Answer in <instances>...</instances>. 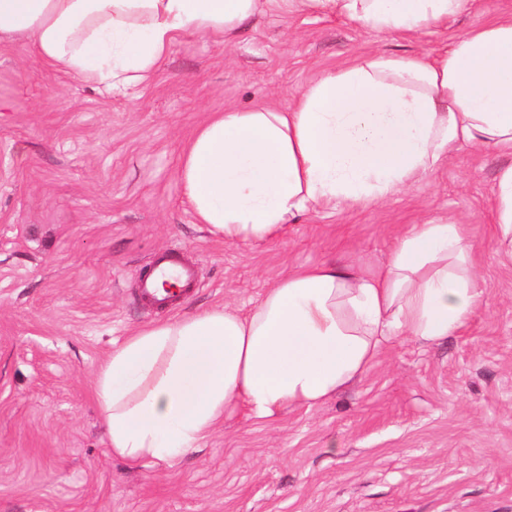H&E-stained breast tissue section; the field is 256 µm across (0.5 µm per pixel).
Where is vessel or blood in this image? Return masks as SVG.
I'll return each instance as SVG.
<instances>
[{
    "mask_svg": "<svg viewBox=\"0 0 512 512\" xmlns=\"http://www.w3.org/2000/svg\"><path fill=\"white\" fill-rule=\"evenodd\" d=\"M195 288L194 270L178 261L175 250L168 249L155 254L140 279L139 293L149 304L166 307L174 297H186Z\"/></svg>",
    "mask_w": 512,
    "mask_h": 512,
    "instance_id": "b4317fda",
    "label": "vessel or blood"
}]
</instances>
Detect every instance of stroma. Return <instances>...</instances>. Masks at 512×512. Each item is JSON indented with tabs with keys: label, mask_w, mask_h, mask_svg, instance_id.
Instances as JSON below:
<instances>
[{
	"label": "stroma",
	"mask_w": 512,
	"mask_h": 512,
	"mask_svg": "<svg viewBox=\"0 0 512 512\" xmlns=\"http://www.w3.org/2000/svg\"><path fill=\"white\" fill-rule=\"evenodd\" d=\"M511 13L512 0H480L405 36L267 11L226 46L180 38L128 96L1 43L0 512H512V263L496 254L493 210L512 158L461 147L386 201L308 211L267 244L211 235L176 175L207 113L284 108L324 68L434 54ZM446 217L466 224L485 288L458 335L392 339L323 405L232 413L176 458L113 452L94 385L133 330L199 307L248 312L288 271L323 262L374 272L398 232ZM165 248L198 286L157 310L137 280Z\"/></svg>",
	"instance_id": "1"
}]
</instances>
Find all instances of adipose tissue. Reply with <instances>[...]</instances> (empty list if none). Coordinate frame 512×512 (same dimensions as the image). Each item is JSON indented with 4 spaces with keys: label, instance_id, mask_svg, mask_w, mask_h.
Returning a JSON list of instances; mask_svg holds the SVG:
<instances>
[{
    "label": "adipose tissue",
    "instance_id": "adipose-tissue-1",
    "mask_svg": "<svg viewBox=\"0 0 512 512\" xmlns=\"http://www.w3.org/2000/svg\"><path fill=\"white\" fill-rule=\"evenodd\" d=\"M476 0H0V42L23 41L53 70L128 93L186 35L224 41L270 8L340 15L383 33L444 27ZM512 154V16L432 55L372 52L319 73L288 110L211 113L177 170L198 223L225 242L280 239L290 218L376 204L462 145ZM497 253L512 262V164L499 169ZM485 289L465 225L425 222L372 274L354 263L292 271L247 314L205 308L113 349L95 393L114 453L171 459L235 410L272 419L321 405L404 336L457 335Z\"/></svg>",
    "mask_w": 512,
    "mask_h": 512
}]
</instances>
